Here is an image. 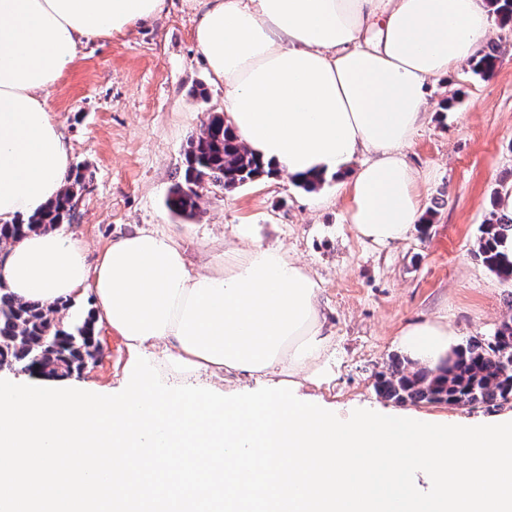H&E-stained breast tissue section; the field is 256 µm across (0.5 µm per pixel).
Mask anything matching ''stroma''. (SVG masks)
Segmentation results:
<instances>
[{"instance_id":"stroma-1","label":"stroma","mask_w":512,"mask_h":512,"mask_svg":"<svg viewBox=\"0 0 512 512\" xmlns=\"http://www.w3.org/2000/svg\"><path fill=\"white\" fill-rule=\"evenodd\" d=\"M194 27L183 0H168L161 17L128 35L82 45L50 89L73 164L86 176L78 215L63 231L83 239L93 260L112 239L151 227L173 235L198 269L220 260L246 227L255 241L288 248L322 286L333 345L320 385L300 386L299 397L341 413L377 409L467 425L511 417L512 399L476 408L397 404L375 383L400 356L397 338L408 325L440 319L463 342L512 318V282L473 255L496 192L512 186V25L494 28L499 61L490 77L465 65L451 77L452 92L431 90L425 124L405 150L425 221L389 245L360 237L348 223L347 196L333 177L312 192L283 173L229 190L209 184L197 216L167 209L188 140L224 109V89L212 80ZM97 334L96 362L67 381L120 389L132 355L109 327Z\"/></svg>"}]
</instances>
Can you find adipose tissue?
I'll return each instance as SVG.
<instances>
[{
  "label": "adipose tissue",
  "mask_w": 512,
  "mask_h": 512,
  "mask_svg": "<svg viewBox=\"0 0 512 512\" xmlns=\"http://www.w3.org/2000/svg\"><path fill=\"white\" fill-rule=\"evenodd\" d=\"M195 40L224 87L226 123L265 166L298 178L335 175L347 220L378 243L422 222L404 150L429 109L428 85L476 58L494 27L486 0H184ZM167 0H0V223L40 213L72 173L69 138L49 89L82 44L161 16ZM372 161L351 167L359 153ZM18 298L71 304L92 290L100 323L134 351L158 347L164 374L316 380L328 349L319 282L287 250L252 241L218 267L191 271L176 239L140 229L96 262L84 241L31 232L0 250ZM416 366L457 347L446 323L401 331Z\"/></svg>",
  "instance_id": "1"
}]
</instances>
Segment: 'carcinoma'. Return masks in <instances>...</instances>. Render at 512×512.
Listing matches in <instances>:
<instances>
[{"instance_id":"carcinoma-1","label":"carcinoma","mask_w":512,"mask_h":512,"mask_svg":"<svg viewBox=\"0 0 512 512\" xmlns=\"http://www.w3.org/2000/svg\"><path fill=\"white\" fill-rule=\"evenodd\" d=\"M495 21L512 24V0H488ZM498 62L497 48L488 45L471 63L472 73L490 75ZM265 167L242 145L224 117L212 115L204 129L189 140L185 170L170 189L167 208L192 218L201 208V185L209 180L233 189L265 174ZM85 175L76 170L61 194L44 211L17 224H0V244L29 232L54 228L74 217V199ZM474 256L499 279L512 282V213L500 212L495 221L480 227ZM58 311L16 298L0 285V366L43 377H63L81 370L96 358L95 319L84 318L65 326ZM512 357V319L502 321L493 334L472 337L459 346L451 361L436 371H410L403 361L392 360L388 372L378 377V394L396 403H463L472 408L512 398V370L502 358Z\"/></svg>"}]
</instances>
